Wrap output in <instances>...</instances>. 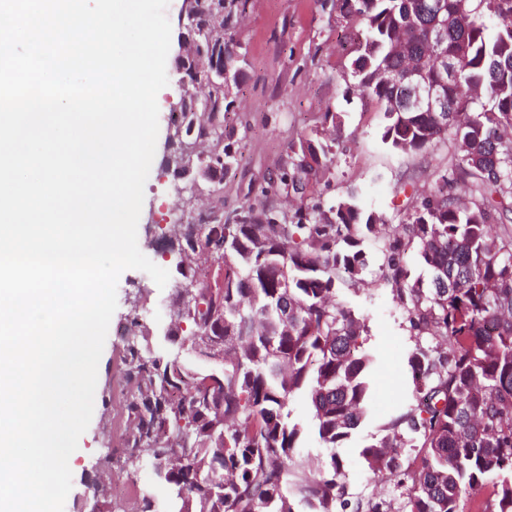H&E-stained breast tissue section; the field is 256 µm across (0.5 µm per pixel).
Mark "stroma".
Segmentation results:
<instances>
[{
  "mask_svg": "<svg viewBox=\"0 0 512 512\" xmlns=\"http://www.w3.org/2000/svg\"><path fill=\"white\" fill-rule=\"evenodd\" d=\"M355 24V19L344 16L340 9L324 6L323 0H248L244 12L226 28L225 40L241 45L247 63L231 88L232 106L224 115L225 125L236 130V162L223 176L225 210L246 202L260 203V187L277 173L291 139L302 135L335 143L337 156L328 173L327 198L355 191L365 212L382 215L393 225L401 220L399 181L410 179L418 189H429L434 171L450 163L455 148L449 141L436 144L422 156L404 154L382 143V112L375 103L361 99L347 74L350 53L344 34ZM328 112L340 113L341 126L325 120ZM174 184L172 175L161 170L148 177L137 227L141 252L163 268L168 265L165 252L149 245L155 236L154 225L191 214L212 200L205 192L186 199L175 193ZM176 285L172 278L165 287H157L146 272L136 269L124 271L118 280L117 308L97 378L98 388H111L112 404L106 407L95 402L91 422L69 458L72 489L64 512H90L83 495L98 482L108 488L154 486L151 470L115 468L103 478L95 461L107 445H120L122 439L118 411L129 389L121 356L132 302L136 295H143L141 316L154 332V349H162ZM337 294L363 320L365 349L377 361L370 376L369 412L345 446L332 452L311 433V412L305 398L290 397L291 420L307 429L300 455L311 465L326 464L331 456H338L343 465L344 498L350 505L380 502L386 512H408L405 488L389 475L369 474L360 452L380 437L391 418L412 407L408 360L417 340L409 332L403 304L379 271L367 275L364 284L341 286Z\"/></svg>",
  "mask_w": 512,
  "mask_h": 512,
  "instance_id": "obj_1",
  "label": "stroma"
}]
</instances>
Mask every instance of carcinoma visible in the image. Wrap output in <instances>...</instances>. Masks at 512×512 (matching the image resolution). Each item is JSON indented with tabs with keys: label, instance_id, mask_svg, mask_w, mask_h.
Listing matches in <instances>:
<instances>
[{
	"label": "carcinoma",
	"instance_id": "cac0c4a2",
	"mask_svg": "<svg viewBox=\"0 0 512 512\" xmlns=\"http://www.w3.org/2000/svg\"><path fill=\"white\" fill-rule=\"evenodd\" d=\"M247 0H189L179 61V115L186 135L167 138L161 168L179 178L178 163L199 156L226 169L235 159L224 130L230 90L245 53L224 42V28ZM358 25L350 76L362 98L387 119L381 140L420 154L453 137L458 158L438 173L434 190L417 195L404 181L406 223L365 212L350 193L332 202L307 199L336 158L333 145L301 136L269 186L293 195L292 212L276 204L243 206L224 218V196L179 231L166 226L175 268L189 272L191 307L177 304L167 347L151 349L150 327L135 312L123 349L133 393L124 405L120 448H107L97 468L123 463L152 469L157 491L135 492L137 512H336L341 474L297 462L304 434L290 421L288 398L304 394L314 431L326 448L347 440L368 411L372 359L365 324L336 300V278L364 280L373 238L385 282L403 303L416 336L437 341L435 355L409 358L412 408L387 434L361 450L366 468L409 484V512H461L460 500L494 480L493 503L481 512H512V235L494 231L512 213V0H342ZM448 20V40L434 48L428 30ZM408 37L422 61L421 78L446 82L448 111L405 104L395 79L406 57L391 43ZM463 55L467 68L450 76L441 56ZM470 185L463 204L454 189ZM205 224L209 237L194 238ZM417 254L427 278H410L405 257ZM221 344L224 362L199 371L194 356ZM422 448L402 468L404 431Z\"/></svg>",
	"mask_w": 512,
	"mask_h": 512
}]
</instances>
